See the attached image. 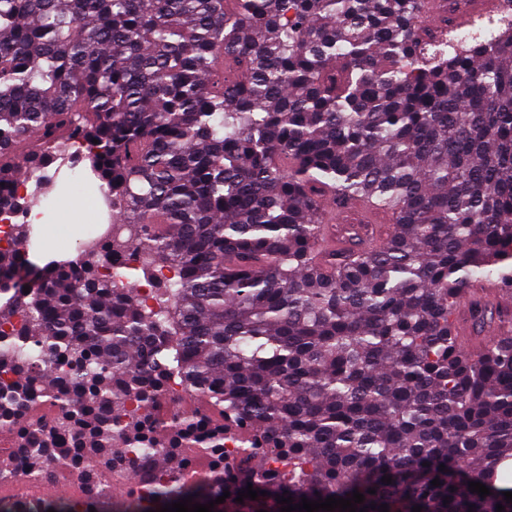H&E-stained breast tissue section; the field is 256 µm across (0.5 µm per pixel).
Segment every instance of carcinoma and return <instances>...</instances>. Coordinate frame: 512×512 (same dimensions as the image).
<instances>
[{
    "mask_svg": "<svg viewBox=\"0 0 512 512\" xmlns=\"http://www.w3.org/2000/svg\"><path fill=\"white\" fill-rule=\"evenodd\" d=\"M425 3L0 0V214L39 206L65 154L129 227L32 279L30 225L0 249V483L60 454L97 488L81 512H106L105 473L128 512L226 490L213 512H512V332L454 333L471 284L512 298V16L458 39ZM328 197L389 212L386 241L345 224L328 259ZM108 251L133 265L99 274ZM158 263L176 279L149 303L127 282ZM497 317L472 300L475 330ZM174 376L205 409L165 411ZM46 404L64 423L25 425ZM249 485L267 495L237 502Z\"/></svg>",
    "mask_w": 512,
    "mask_h": 512,
    "instance_id": "1",
    "label": "carcinoma"
}]
</instances>
